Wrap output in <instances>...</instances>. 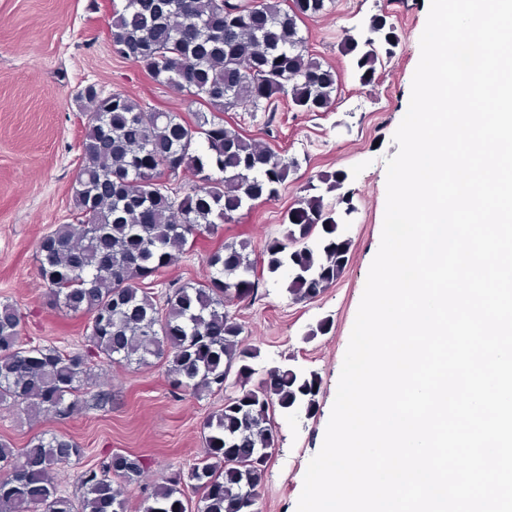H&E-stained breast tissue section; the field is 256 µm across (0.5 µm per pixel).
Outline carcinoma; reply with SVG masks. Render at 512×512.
<instances>
[{"label": "carcinoma", "mask_w": 512, "mask_h": 512, "mask_svg": "<svg viewBox=\"0 0 512 512\" xmlns=\"http://www.w3.org/2000/svg\"><path fill=\"white\" fill-rule=\"evenodd\" d=\"M332 0H126L108 27L113 49L152 77L187 92L201 109L185 117L88 85L78 98L86 142L73 187L78 223L59 224L37 247L47 302L89 317L88 349L65 352L21 342L15 306L0 303V406L37 415L72 414L92 385L95 367L145 366L164 358L173 391L224 395L203 423L204 448L188 474L146 493L142 512H262L265 469L278 446L275 410L317 408L319 380L286 364L254 368L260 350L244 343V326L229 313L255 293L257 260L246 245L226 244L206 256L209 275L169 288L160 305L144 280L191 249L194 239L258 200L278 198L296 163L224 126V113L288 97L299 112H325L335 102L336 70L309 56L298 22ZM371 36L348 40L369 84L394 55L395 27L370 20ZM190 170L200 185L184 196L168 186ZM347 175L323 172L308 182L301 207L287 211L282 240L268 243L262 267L286 269L291 300L320 295L336 283L347 242L336 241L341 217L324 197ZM326 237L311 247L313 227ZM234 389L228 393V389ZM84 449L70 437H39L19 453L0 442V512H127L121 485L138 482V456L114 453L83 470L79 492L58 494L55 475ZM197 496L192 502L186 488Z\"/></svg>", "instance_id": "cac0c4a2"}]
</instances>
